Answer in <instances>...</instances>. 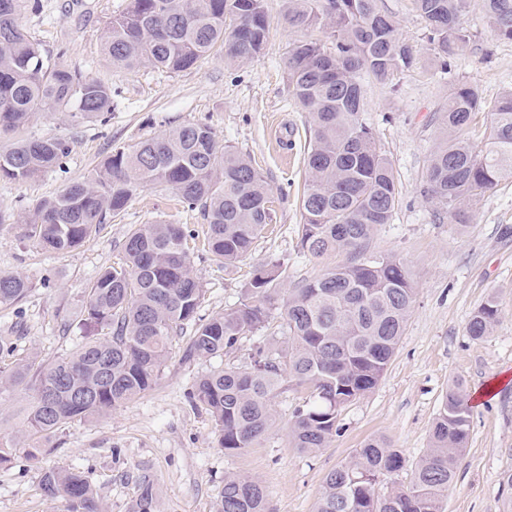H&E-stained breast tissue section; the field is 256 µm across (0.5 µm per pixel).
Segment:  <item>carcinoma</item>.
Here are the masks:
<instances>
[{"label":"carcinoma","instance_id":"obj_1","mask_svg":"<svg viewBox=\"0 0 512 512\" xmlns=\"http://www.w3.org/2000/svg\"><path fill=\"white\" fill-rule=\"evenodd\" d=\"M28 0H0V137L12 136L39 112H70L82 120L112 111V87L52 60L19 22ZM442 72L470 34L462 19L468 0H413ZM491 35L512 40V0H483ZM292 29L319 28L331 46L298 40L286 58L292 98L309 115L299 245L319 257L342 251L348 261L306 280L284 298L282 264L272 260L250 282L238 305L196 326L188 354L220 357L268 328L273 311L281 335L261 336L249 362L199 379L194 402L210 414L218 444L231 454L260 445L275 421L272 401L295 386L305 391L290 413L294 447L313 453L339 431L338 416L383 377L416 301L414 278L398 256L375 255L367 242L391 222L399 189L393 164L366 121L359 82L366 73L386 82L412 67L381 0H288ZM269 34L265 0H129L112 17L104 54L112 66L179 72L210 55L224 63L255 59ZM487 115L481 144L470 133ZM441 138L429 158L426 196L456 224L471 221L468 204L512 180V87L492 102L456 82L439 113ZM64 138H20L0 148V178L24 181L62 164ZM151 185L172 188L207 224L213 258L232 266L247 258L276 221L272 189L251 161L218 144L212 127L188 123L131 148H114L84 181L32 204L20 234L57 252L79 248ZM31 291L18 274L0 273V307ZM205 290L194 275L180 224H139L127 235L123 261L104 270L86 291L83 325L90 334L76 350L48 360L16 358L0 371L10 387L31 393L19 429L0 433V468L23 455L35 459L40 441L75 420H94L135 399L155 383L174 337L196 320ZM494 299L470 316L474 340L498 321ZM463 384L453 383L434 421L430 446L406 487L376 486L406 467L383 437L369 438L323 480L316 512H442L459 456L469 437ZM132 512H155L154 481L144 471ZM39 488L67 512H103L95 487L80 471L40 472ZM214 512H268L265 487L241 474L224 476Z\"/></svg>","mask_w":512,"mask_h":512}]
</instances>
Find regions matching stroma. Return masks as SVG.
<instances>
[{
    "instance_id": "stroma-1",
    "label": "stroma",
    "mask_w": 512,
    "mask_h": 512,
    "mask_svg": "<svg viewBox=\"0 0 512 512\" xmlns=\"http://www.w3.org/2000/svg\"><path fill=\"white\" fill-rule=\"evenodd\" d=\"M127 0H38L20 22L44 50L64 65L112 84L119 96L106 122L83 121L68 112L37 114L28 137H61L70 153L60 168L32 179H0V273L32 284L19 304L0 308V336L15 337V352L47 359L72 351L83 333L86 290L105 268L121 261L129 230L165 222L194 230L189 241L194 273L206 291L201 320L248 296L256 269L280 260L283 285L293 288L348 260L345 253L321 258L298 244L300 198L305 182L308 116L288 91L285 60L299 39L324 40L321 30L285 27L283 0H266L267 42L250 63H224L220 50L180 72L113 67L103 53L105 31ZM414 66L381 83L363 76L366 118L393 162L399 203L389 224L369 241L374 254H395L408 265L418 295L396 353L378 385L346 405L341 429L327 448L307 454L288 435L289 414L302 395L292 388L274 400L276 422L267 438L239 454L220 448L205 408L191 400L197 381L225 364L244 363L253 345L224 357L187 354L194 325L176 336L155 386L94 422L74 421L45 440L37 459L17 458L0 469V512H65L38 485L44 467L79 470L98 490L106 512H128L137 477L148 469L159 512H212L228 473L250 475L264 485L270 512H315L325 475L347 462L371 437L386 438L408 463L429 446L430 433L449 386L463 381L470 428L443 512H504L512 500V182L502 183L472 205L468 224L449 223L422 195L428 158L438 135L437 113L451 82L477 86L495 99L512 86V41L491 36L483 0H470L463 18L471 33L441 73L412 0H382ZM208 123L221 143L249 159L266 177L276 222L245 260L224 267L206 252L198 212L183 208L175 193L151 186L71 252L42 250L20 236L18 222L36 200L86 180L117 146L131 147L176 127ZM499 305L489 336L475 341L466 326L487 299Z\"/></svg>"
}]
</instances>
